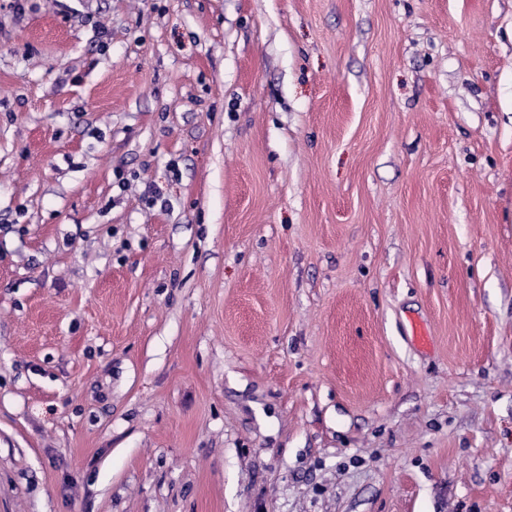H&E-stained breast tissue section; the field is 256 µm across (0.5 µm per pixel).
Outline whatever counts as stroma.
Returning a JSON list of instances; mask_svg holds the SVG:
<instances>
[{
	"label": "stroma",
	"instance_id": "stroma-1",
	"mask_svg": "<svg viewBox=\"0 0 512 512\" xmlns=\"http://www.w3.org/2000/svg\"><path fill=\"white\" fill-rule=\"evenodd\" d=\"M0 512H512V0H0Z\"/></svg>",
	"mask_w": 512,
	"mask_h": 512
}]
</instances>
